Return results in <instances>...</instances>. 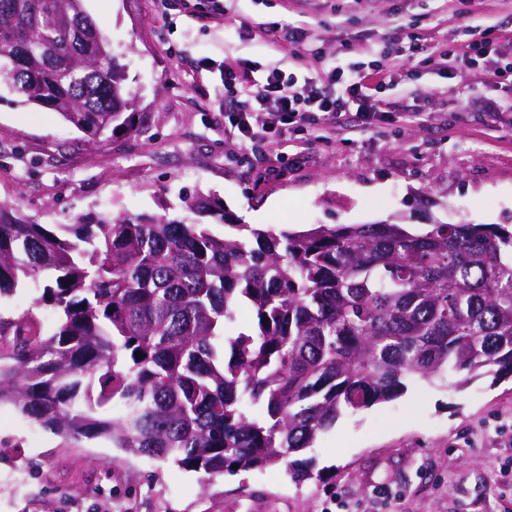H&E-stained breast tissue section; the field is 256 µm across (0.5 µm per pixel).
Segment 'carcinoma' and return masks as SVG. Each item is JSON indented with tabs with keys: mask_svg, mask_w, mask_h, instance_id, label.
<instances>
[{
	"mask_svg": "<svg viewBox=\"0 0 512 512\" xmlns=\"http://www.w3.org/2000/svg\"><path fill=\"white\" fill-rule=\"evenodd\" d=\"M0 84L89 142L134 131L125 66L82 0H0ZM186 209L223 231L164 214L65 237L0 203V297L44 276L34 306L58 314L49 331L32 310L0 319V405L209 480L283 462L300 483L319 433L406 381L512 377V226L288 231L226 224L210 195Z\"/></svg>",
	"mask_w": 512,
	"mask_h": 512,
	"instance_id": "obj_1",
	"label": "carcinoma"
}]
</instances>
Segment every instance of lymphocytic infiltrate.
Instances as JSON below:
<instances>
[{"instance_id":"1","label":"lymphocytic infiltrate","mask_w":512,"mask_h":512,"mask_svg":"<svg viewBox=\"0 0 512 512\" xmlns=\"http://www.w3.org/2000/svg\"><path fill=\"white\" fill-rule=\"evenodd\" d=\"M428 63L440 72L478 66L500 83H512V52H506L487 28L470 32L460 50L441 52ZM393 81L389 69L378 64L348 73L331 64L323 78L302 83L278 67L247 60L241 71L224 73V111L233 114L234 125L246 141L286 133L352 104L363 124L371 126L387 116L382 94Z\"/></svg>"}]
</instances>
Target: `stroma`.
Masks as SVG:
<instances>
[{
	"mask_svg": "<svg viewBox=\"0 0 512 512\" xmlns=\"http://www.w3.org/2000/svg\"><path fill=\"white\" fill-rule=\"evenodd\" d=\"M85 0L125 52L139 133L100 142L58 113L0 92V202L24 219L164 214L182 218L195 192L227 218L260 228L371 224L393 216L512 225V89L472 68L448 78L403 51L416 39L452 49L468 27L512 36V0ZM302 26L319 57L272 50L241 21ZM397 76L384 98L394 118L373 127L355 112L242 143L224 116L225 68L244 60L298 75L320 57L347 66L365 50ZM34 286L0 297V315L35 309ZM453 374L416 381L398 399L339 418L305 455L310 479L284 465L203 484L198 473L112 447L65 443L0 406V512H512V379L481 376L464 391Z\"/></svg>",
	"mask_w": 512,
	"mask_h": 512,
	"instance_id": "35a3bbf8",
	"label": "stroma"
}]
</instances>
